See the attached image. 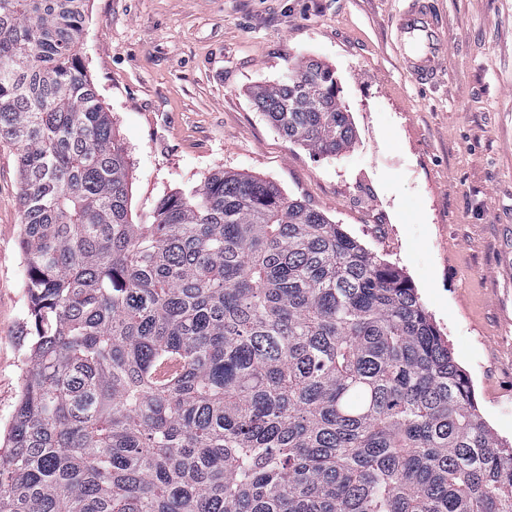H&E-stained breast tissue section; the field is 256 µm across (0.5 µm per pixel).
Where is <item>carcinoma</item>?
Instances as JSON below:
<instances>
[{"instance_id": "obj_1", "label": "carcinoma", "mask_w": 512, "mask_h": 512, "mask_svg": "<svg viewBox=\"0 0 512 512\" xmlns=\"http://www.w3.org/2000/svg\"><path fill=\"white\" fill-rule=\"evenodd\" d=\"M88 0H0L32 343L0 512H512V445L416 289L321 211L212 173L129 220V157L79 54ZM250 90L352 147L336 72Z\"/></svg>"}]
</instances>
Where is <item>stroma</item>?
<instances>
[{
  "label": "stroma",
  "instance_id": "35a3bbf8",
  "mask_svg": "<svg viewBox=\"0 0 512 512\" xmlns=\"http://www.w3.org/2000/svg\"><path fill=\"white\" fill-rule=\"evenodd\" d=\"M450 68L417 85L392 47L404 0H89L80 54L132 169L129 210L223 170L274 182L416 288L512 443V0H438ZM336 72L356 132L316 157L248 92L300 59ZM15 147L0 144V428L31 341Z\"/></svg>",
  "mask_w": 512,
  "mask_h": 512
}]
</instances>
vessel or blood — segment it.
<instances>
[{
	"mask_svg": "<svg viewBox=\"0 0 512 512\" xmlns=\"http://www.w3.org/2000/svg\"><path fill=\"white\" fill-rule=\"evenodd\" d=\"M394 47L403 69L418 83L433 82L446 68L448 33L435 0H407L395 24Z\"/></svg>",
	"mask_w": 512,
	"mask_h": 512,
	"instance_id": "vessel-or-blood-1",
	"label": "vessel or blood"
}]
</instances>
